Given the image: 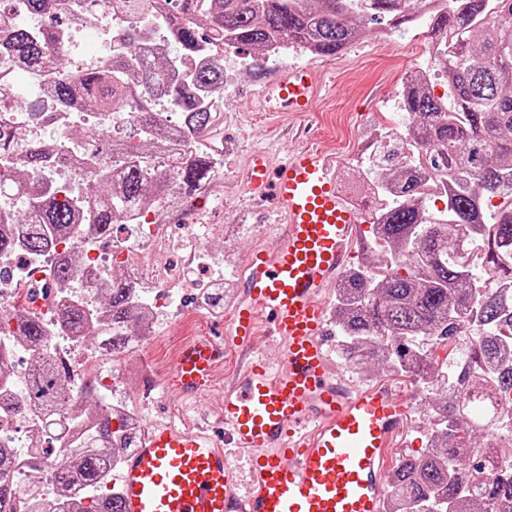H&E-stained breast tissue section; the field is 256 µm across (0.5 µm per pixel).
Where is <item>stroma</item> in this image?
<instances>
[{"label":"stroma","instance_id":"1","mask_svg":"<svg viewBox=\"0 0 512 512\" xmlns=\"http://www.w3.org/2000/svg\"><path fill=\"white\" fill-rule=\"evenodd\" d=\"M325 87L314 109L301 121L288 115H272L254 110L251 96L260 88L261 75L272 74V67L250 47L234 48L224 55V77L236 85L225 95L217 124L224 142V160L214 177L196 195L170 206L163 215L167 224H189L196 242L214 254L208 267L189 274L191 284L206 286L222 283L224 302L214 306L202 294H193L194 315L173 311L158 316L142 337L132 355L121 362L101 358V376L109 377L115 398H134L135 410L143 426L154 420L182 419L191 424L215 418L220 410L218 394L231 384L246 362L241 352L227 355L223 368L214 376L211 390L191 408L164 399L160 389L149 395L141 390L148 381H160L168 372L172 358L185 341L197 336L220 335L224 317L235 301L239 276L250 249H273L277 237L267 222L271 202L250 201L245 191V164L249 152L257 147L272 148L279 157L313 145L336 158L339 184L353 186L362 180L361 161L367 160L368 146L384 125L385 113L398 111L403 83L407 76H433L436 65L425 44L411 33L396 34L387 24L369 25L366 35L341 54L324 60ZM224 227V239L211 241L212 225ZM337 369L352 381L367 385L391 380L413 392L410 420L400 439L399 454L418 451L427 431L421 411L427 394L425 385H411L407 378L379 366L358 369L337 360Z\"/></svg>","mask_w":512,"mask_h":512}]
</instances>
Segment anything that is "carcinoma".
Wrapping results in <instances>:
<instances>
[{
    "mask_svg": "<svg viewBox=\"0 0 512 512\" xmlns=\"http://www.w3.org/2000/svg\"><path fill=\"white\" fill-rule=\"evenodd\" d=\"M89 19L112 20L115 3L128 17L145 14L150 0H93ZM26 11L52 23L39 37L24 17L0 31V50L24 73L32 101L0 79V254H56L53 277L71 302L56 313L61 332L79 341L94 331L99 315L109 320L100 339L108 354H126L132 336L152 312L142 289L114 276L102 288L95 274L56 248L76 234L112 237L115 224L131 222V210L159 196L189 194L217 168L198 139L215 126L203 94L224 87V66L205 64L188 77L169 58L143 64L139 43L147 30L120 28L122 54H109L78 75L49 54L66 29L55 0H26ZM403 33L423 20L445 55L434 56L447 98L431 94L426 78L406 83L401 110L412 117L404 137L393 140L368 176L377 194L362 248L376 265L348 272L336 288L337 351L348 363L388 365L428 385L431 426L424 449L405 455L391 480L386 512H512V439L498 435L495 401L512 389V0H441L435 11H411L406 0H181V9L160 17L168 49L176 56H205L215 43L273 51L284 42L314 56L332 57L366 33L370 21ZM58 75L50 87L57 104L76 102L94 121L84 129L81 150L66 146L67 132L43 121L37 109L45 69ZM165 105L180 113L178 138L164 128ZM131 117L133 134L103 156L109 124ZM431 173L449 182L446 214L426 217L422 179ZM466 230L480 252L467 260L455 253L454 237ZM100 295L102 309L72 294L75 285ZM13 335L36 352L22 384L21 400L52 418L76 398L98 393L100 410L81 437L77 456L56 470L54 499L33 492L27 503L8 489L7 468L19 454L0 447V512H121L120 491L107 488L105 461L117 467L136 448L141 423L111 404L86 380L74 390L57 360L44 318L3 314ZM483 432L480 446L473 436Z\"/></svg>",
    "mask_w": 512,
    "mask_h": 512,
    "instance_id": "obj_1",
    "label": "carcinoma"
}]
</instances>
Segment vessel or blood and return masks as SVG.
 <instances>
[{
    "instance_id": "obj_1",
    "label": "vessel or blood",
    "mask_w": 512,
    "mask_h": 512,
    "mask_svg": "<svg viewBox=\"0 0 512 512\" xmlns=\"http://www.w3.org/2000/svg\"><path fill=\"white\" fill-rule=\"evenodd\" d=\"M319 83L316 70L293 67L264 83L262 95L270 110L302 117ZM248 179L251 194L271 199L284 219L278 244L248 253L223 336L184 342L162 389L178 401L201 397L227 350L249 348L261 326L281 346V362L254 357L221 393L216 424L152 426L124 458L121 512H384L411 397L388 382L360 388L337 374L323 299L351 267L361 214L318 148L278 164L254 152ZM229 446L249 453L246 491L237 489Z\"/></svg>"
}]
</instances>
